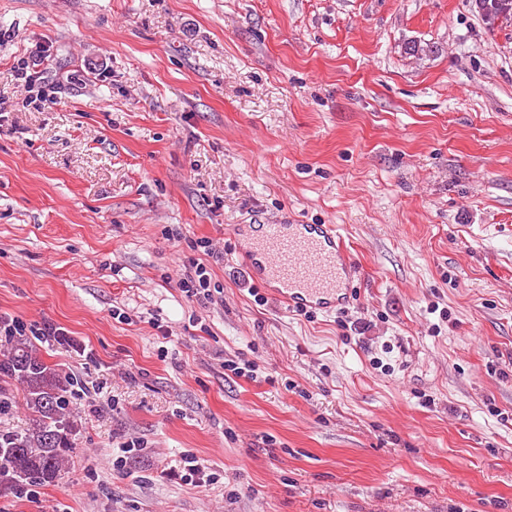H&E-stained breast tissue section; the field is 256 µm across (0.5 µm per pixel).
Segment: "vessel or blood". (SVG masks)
Instances as JSON below:
<instances>
[{
	"label": "vessel or blood",
	"mask_w": 512,
	"mask_h": 512,
	"mask_svg": "<svg viewBox=\"0 0 512 512\" xmlns=\"http://www.w3.org/2000/svg\"><path fill=\"white\" fill-rule=\"evenodd\" d=\"M250 278L289 309L329 314L358 279L335 224H235Z\"/></svg>",
	"instance_id": "1"
}]
</instances>
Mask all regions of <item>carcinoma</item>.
I'll return each mask as SVG.
<instances>
[{
    "label": "carcinoma",
    "instance_id": "cac0c4a2",
    "mask_svg": "<svg viewBox=\"0 0 512 512\" xmlns=\"http://www.w3.org/2000/svg\"><path fill=\"white\" fill-rule=\"evenodd\" d=\"M505 1L512 6V0H476L487 24ZM0 382L20 385L30 415L25 431L0 433V486L18 491L31 483L55 482L72 450V378L48 365L31 340L19 334L0 348Z\"/></svg>",
    "mask_w": 512,
    "mask_h": 512
}]
</instances>
